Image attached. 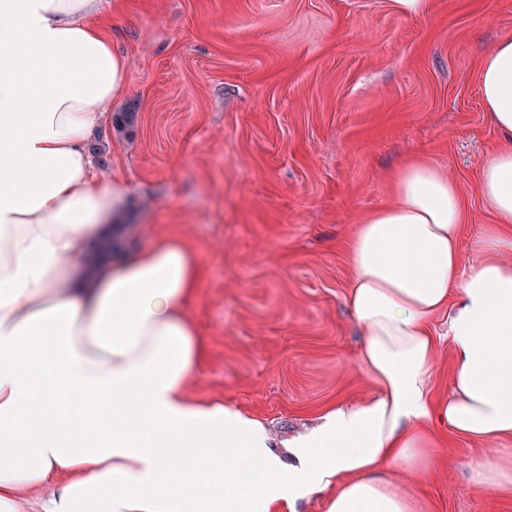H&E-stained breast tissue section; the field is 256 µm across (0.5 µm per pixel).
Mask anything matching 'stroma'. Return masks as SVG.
Here are the masks:
<instances>
[{"instance_id": "35a3bbf8", "label": "stroma", "mask_w": 512, "mask_h": 512, "mask_svg": "<svg viewBox=\"0 0 512 512\" xmlns=\"http://www.w3.org/2000/svg\"><path fill=\"white\" fill-rule=\"evenodd\" d=\"M99 21L128 80L89 149L119 193L122 239L177 234L204 270L192 395L278 441L372 395L344 244L392 202L391 172L421 157L459 183L462 267L476 264L470 243L492 221L480 169L500 145L478 66L512 36V0H431L425 16L391 0H103ZM500 448L449 435L434 471L392 475L421 512H512L467 469Z\"/></svg>"}]
</instances>
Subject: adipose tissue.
Listing matches in <instances>:
<instances>
[{
	"label": "adipose tissue",
	"mask_w": 512,
	"mask_h": 512,
	"mask_svg": "<svg viewBox=\"0 0 512 512\" xmlns=\"http://www.w3.org/2000/svg\"><path fill=\"white\" fill-rule=\"evenodd\" d=\"M98 0H0V512H415L388 468L433 466L437 435L512 438V37L483 55L479 91L504 147L482 167L493 222L461 269L463 191L417 159L395 201L347 244V305L368 398L328 409L276 449L264 423L194 398L206 343L187 312L202 275L182 239L100 255L118 198L87 144L126 85ZM443 329H436V319ZM448 341L454 371L435 396ZM469 478L512 497V457ZM452 364L450 346L447 342H442L437 352L436 363L432 370L431 379L433 393L438 397L448 395Z\"/></svg>",
	"instance_id": "adipose-tissue-1"
}]
</instances>
